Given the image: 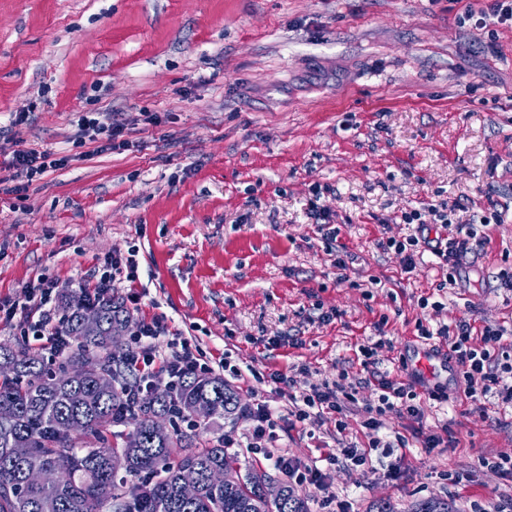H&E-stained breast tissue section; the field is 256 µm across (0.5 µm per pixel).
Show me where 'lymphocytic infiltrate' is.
<instances>
[{
  "mask_svg": "<svg viewBox=\"0 0 512 512\" xmlns=\"http://www.w3.org/2000/svg\"><path fill=\"white\" fill-rule=\"evenodd\" d=\"M128 122L98 112L83 114L77 119L78 131L74 144L81 147L85 143L97 144L99 151L125 149ZM67 157L55 156L48 151L26 150L13 152L10 165L33 183L42 179L50 171L64 168ZM403 223L418 225L419 234L405 240L387 239L378 241L379 250L392 251L402 255L405 272L416 268V260L424 253H431L448 283H455L461 261L467 254L476 252L481 241L477 229L472 224H459L455 221V209L448 204L431 207L428 212L413 209L402 212ZM434 225V236L424 235L427 225ZM138 248L129 247L127 252L115 253L106 257L97 270L91 294L111 293L118 282L128 283L126 300L132 308H139L141 296L134 285L139 279ZM57 291L52 280L44 276L29 279L23 285L18 298L0 299V324L18 330L20 335L33 337L44 350L58 353L64 351L69 340L56 324L58 317ZM419 338L429 340L441 338L451 359L459 368V379L463 394L478 410H485L487 403L512 409V384H504V376H512V328L500 324H487L475 327L470 320L461 319L454 324L441 325L430 329L417 324ZM169 337L167 353H160L157 342L161 337ZM129 362L139 372L144 381H152L156 370L166 372L170 385H177L189 371L210 373L214 369L227 371L232 377H240L241 372L222 359L212 361L193 339L170 334L164 320L152 318L139 320L127 346ZM377 344L360 346L361 365L364 374L348 385L323 382L311 386L297 394H289L290 407L287 413H279L264 400H256L247 409L250 422L245 434L247 447L262 453L269 466L284 472L292 481L326 487L328 475L318 466H308L296 459L275 453L274 444L282 426L315 425L334 421L337 433H344L347 424L344 416L351 405L358 401L363 390H371L376 397L373 404L365 408L361 422L369 441L361 448L351 443L340 444L335 453L329 454V464L344 462L347 466L361 469L368 465L374 448H405L410 442H418L425 448H439L453 445L452 435H444L425 430L424 410L418 400L417 385L424 378L419 371H412L408 379L390 377L379 371L374 356ZM407 421L406 432H385L384 419L387 415Z\"/></svg>",
  "mask_w": 512,
  "mask_h": 512,
  "instance_id": "1",
  "label": "lymphocytic infiltrate"
}]
</instances>
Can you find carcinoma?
<instances>
[{
    "mask_svg": "<svg viewBox=\"0 0 512 512\" xmlns=\"http://www.w3.org/2000/svg\"><path fill=\"white\" fill-rule=\"evenodd\" d=\"M61 307L70 344L57 366L39 351L0 345V512H309L288 483L269 497L254 473L241 474L222 436L203 445L196 434L175 426L165 440L153 436L156 419L190 418L201 403L211 405L215 416L235 413L236 392L224 378L188 372L177 386L150 389L130 403L128 390L136 379L123 366L126 350L112 335L131 321L122 299L69 291ZM88 310L99 314L93 329L84 324ZM86 365L92 370L81 371ZM68 369L73 377L61 378ZM117 426L129 427L120 445L112 442ZM19 443L29 448L23 460L12 452ZM185 465L201 475L191 501L179 494ZM34 468L59 473L53 496L27 481ZM212 468L231 470L238 481L214 486L206 479ZM414 512L453 510L448 500L433 497L417 501Z\"/></svg>",
    "mask_w": 512,
    "mask_h": 512,
    "instance_id": "1",
    "label": "carcinoma"
}]
</instances>
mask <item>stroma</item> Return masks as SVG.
Listing matches in <instances>:
<instances>
[{
  "label": "stroma",
  "instance_id": "1",
  "mask_svg": "<svg viewBox=\"0 0 512 512\" xmlns=\"http://www.w3.org/2000/svg\"><path fill=\"white\" fill-rule=\"evenodd\" d=\"M472 0H0V299L43 275L57 292L91 284L99 262L137 245L140 317H161L241 371L307 365L297 389L357 377L361 345L386 337L378 367L422 366L415 324L466 318L512 326V29L461 24ZM26 123L12 126L16 112ZM136 118L123 152L74 158L77 112ZM143 112L157 123L140 121ZM34 148L69 165L28 188L8 162ZM317 200L339 225L338 271L309 215ZM463 203L455 219L487 244L442 285L431 253L413 272L376 243L407 238L402 211ZM500 223L481 225L491 210ZM347 281H339V274ZM380 287H372L371 279ZM430 298L432 307L418 305ZM336 310L333 321L319 310ZM384 333H377V324ZM288 337L272 350L266 338ZM233 387L240 411L200 440L231 438L242 469L282 480L245 448V406L285 410L287 387ZM352 406L333 423L281 431L279 451L321 461L337 439L367 445ZM424 425L456 444L373 454V469L331 467L328 489L296 494L318 512L326 494L353 512L384 500L409 512L443 497L512 502V479L479 457L512 454V412H473L463 395L424 402ZM466 470L454 486L445 472Z\"/></svg>",
  "mask_w": 512,
  "mask_h": 512
}]
</instances>
